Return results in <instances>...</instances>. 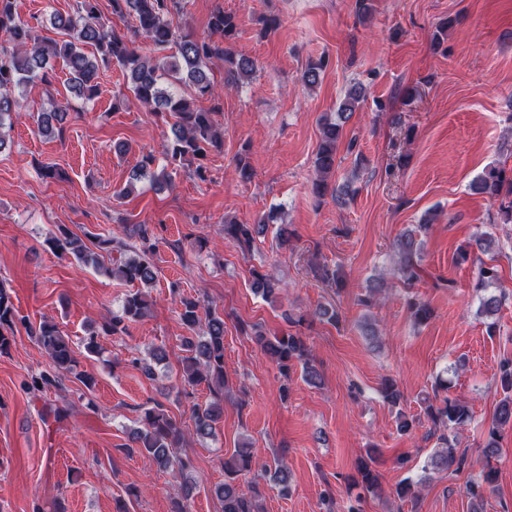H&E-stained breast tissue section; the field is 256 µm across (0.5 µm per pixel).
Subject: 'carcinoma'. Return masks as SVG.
Returning a JSON list of instances; mask_svg holds the SVG:
<instances>
[{"label": "carcinoma", "mask_w": 512, "mask_h": 512, "mask_svg": "<svg viewBox=\"0 0 512 512\" xmlns=\"http://www.w3.org/2000/svg\"><path fill=\"white\" fill-rule=\"evenodd\" d=\"M111 15L119 18H132L134 26L120 33L112 27V21L103 18L99 0H77L75 14L63 15L59 12L51 16V25L61 32L62 38L37 40L32 37L31 27L19 18L14 0H0V149L5 145L3 129L11 124L15 113L16 100L13 90L40 81L51 84L54 62L62 60L70 75L69 89L87 100L100 93L99 74L103 67L117 64L130 83L135 99L148 111L156 114L169 113L175 117L171 127L172 138L166 150V164L154 167L152 154L142 155L138 171L133 179H149L152 186L169 188L172 173L168 168L177 163L207 156L208 151L223 143V132L215 123L216 107L204 108L198 105L202 99L213 98L216 86L210 78L214 61L224 62L226 84H235L256 72V62L249 56L237 54L230 44L238 32V18L235 14L221 9L214 11L209 19V29L221 40L210 37L196 38L178 31L174 18L180 15L184 5L182 0H110ZM143 38L152 46V54L145 55L135 48L137 39ZM329 66V59L320 57L311 60L303 72L302 80L313 86ZM173 80L191 89L187 96L167 91L163 83ZM364 98V88L352 86L332 117H325L321 123V142L315 160L316 177L312 182V192L317 198L331 193L341 199L351 193L350 186L333 187L329 178L336 169V153L343 138L345 123L355 111L356 104ZM50 109L37 116L38 132L47 138H60L65 132L68 104L49 101ZM471 189L478 194L497 201L506 196L509 202L500 204L503 223L512 224V175L499 167H489L475 179ZM274 213H269L254 224H239L234 220L224 221V236L234 240L243 248H251L257 237L263 235L268 224L275 221ZM49 242L62 255H72L95 270L123 281L129 285H149L156 280L154 254L157 237L145 224L139 225L137 235L130 243L114 237L96 234L91 236V244L74 236L64 227ZM117 251L123 255L117 263L105 264L103 254ZM395 267L407 286L412 287L425 274L423 267L422 242L411 233L401 236L395 252ZM251 288L266 301L278 297L279 283L257 269L251 270ZM316 277L326 286L340 288L338 271L326 264L316 267ZM498 280L497 269L493 266L480 268L475 288L484 290ZM501 297L490 294L480 299L478 315L490 319L498 314ZM411 316L417 323L428 321L432 315L430 306L412 298L407 303ZM145 294L136 290L125 295L119 311L102 327L106 335L126 334L129 324L141 320L148 311ZM178 317L190 335L182 337L181 358L182 378L191 387L206 384L217 387L211 401L204 405H192V420L195 433L207 437L213 434L215 425L224 415V315L215 309H203L201 300L181 296L178 301ZM18 311L11 294L0 282V353L11 345L17 323ZM28 335L46 351L50 368L31 376L28 388L39 392L60 390L63 380L72 374L83 386L91 391L96 385L95 377L87 373H77L78 364L75 351L69 340L62 334L57 324L42 321L37 325L24 323ZM280 373L288 376L294 363H299L304 380L312 385L321 383V376L311 356V349L299 334L289 333L271 342L261 333L255 334ZM499 380L504 397L498 407L496 419L488 431L483 447L486 460L498 457V439L505 426H512V361L505 360L499 366ZM426 415L432 423L433 431L439 433L440 447L429 458L433 468H446L456 462L455 444L442 430H455L471 420L469 407L456 399L443 397L437 405H428ZM182 440L181 428L176 419L155 404L144 409L141 426L130 432L129 441L162 471L177 472L182 482L177 496L172 499V512H189L188 504L197 490L196 483L188 476L193 467L188 457L179 454ZM378 449L367 450V458L358 464L361 480L355 485L374 492L379 488L378 476L371 468L377 460ZM224 482L213 489L215 497L222 505V512H261L254 493L244 492L239 485V477L250 473L252 456L244 448L222 460ZM271 479L286 495L290 491L288 468L274 461V466L264 467ZM497 471L487 466L479 479L467 487V494L474 505H479L484 492L495 482Z\"/></svg>", "instance_id": "obj_1"}]
</instances>
